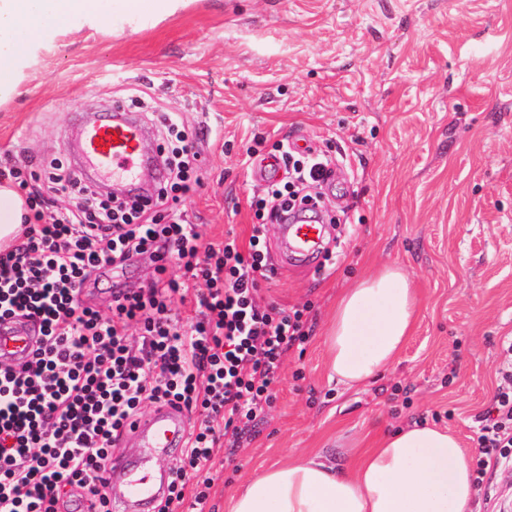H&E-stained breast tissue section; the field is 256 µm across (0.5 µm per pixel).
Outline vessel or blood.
<instances>
[{"instance_id":"vessel-or-blood-1","label":"vessel or blood","mask_w":512,"mask_h":512,"mask_svg":"<svg viewBox=\"0 0 512 512\" xmlns=\"http://www.w3.org/2000/svg\"><path fill=\"white\" fill-rule=\"evenodd\" d=\"M146 131L136 115L129 112L100 113L88 118L65 146L82 162L96 179L112 178L114 187L139 190L142 176L150 164L145 150ZM324 225L300 216L287 219L280 227V239L287 258L304 262L315 256L323 237ZM24 321L0 324V361L16 364L27 358L39 344ZM188 428L185 416L171 408L155 409L145 418H137L126 432V440L154 454L180 447ZM103 479L121 477L120 502L146 504L155 502L163 493L146 465H136L114 456L106 460Z\"/></svg>"}]
</instances>
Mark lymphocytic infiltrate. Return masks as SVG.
Masks as SVG:
<instances>
[{"label": "lymphocytic infiltrate", "mask_w": 512, "mask_h": 512, "mask_svg": "<svg viewBox=\"0 0 512 512\" xmlns=\"http://www.w3.org/2000/svg\"><path fill=\"white\" fill-rule=\"evenodd\" d=\"M163 127L170 148L156 197L104 196L81 173L53 164L43 171L47 188L69 205L49 212L29 193V224L17 244L0 249V320L28 319L46 338L23 367L0 365V512H61L76 501L110 512L100 472L146 403L193 419L157 512L186 504L206 512L211 481L203 473L220 438L254 426L288 351L313 332L309 306L261 303L259 281L272 270L267 225L314 203L332 157L279 143L287 177L252 201L258 222L247 245L234 237L207 243L178 206L201 185L198 142L178 113H165ZM144 256L154 263L151 284L124 287L130 261ZM173 266L180 277L170 276ZM104 269L117 279L108 317L80 298ZM132 326L140 331L134 341ZM501 375L504 387L476 418L474 482L484 494L488 469L512 467V362Z\"/></svg>", "instance_id": "1"}]
</instances>
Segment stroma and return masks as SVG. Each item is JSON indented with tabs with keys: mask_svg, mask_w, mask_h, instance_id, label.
<instances>
[{
	"mask_svg": "<svg viewBox=\"0 0 512 512\" xmlns=\"http://www.w3.org/2000/svg\"><path fill=\"white\" fill-rule=\"evenodd\" d=\"M21 95L0 102V162L34 175L71 164L82 116L124 108L206 124L204 184L184 208L204 240L247 242L264 183L247 152L281 141L327 151L322 190L336 219L329 254L287 260L267 227L274 272L262 296L310 305L304 353L289 352L275 400L214 475L208 507L291 454L352 462L382 433L429 421L477 455L476 417L501 385L512 337V0H187L174 15L77 25L45 41ZM400 265L420 299L398 362L346 388L328 378L323 336L354 278Z\"/></svg>",
	"mask_w": 512,
	"mask_h": 512,
	"instance_id": "stroma-1",
	"label": "stroma"
}]
</instances>
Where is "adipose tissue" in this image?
I'll list each match as a JSON object with an SVG mask.
<instances>
[{
    "label": "adipose tissue",
    "instance_id": "1",
    "mask_svg": "<svg viewBox=\"0 0 512 512\" xmlns=\"http://www.w3.org/2000/svg\"><path fill=\"white\" fill-rule=\"evenodd\" d=\"M107 0H0V100L20 94L36 48L95 25ZM28 208L11 183L0 184V247L15 242ZM419 300L399 266H384L346 288L325 338L330 379L367 384L398 358ZM472 469L451 433L423 422L384 436L345 468L320 455H292L247 478L226 512H469Z\"/></svg>",
    "mask_w": 512,
    "mask_h": 512
}]
</instances>
